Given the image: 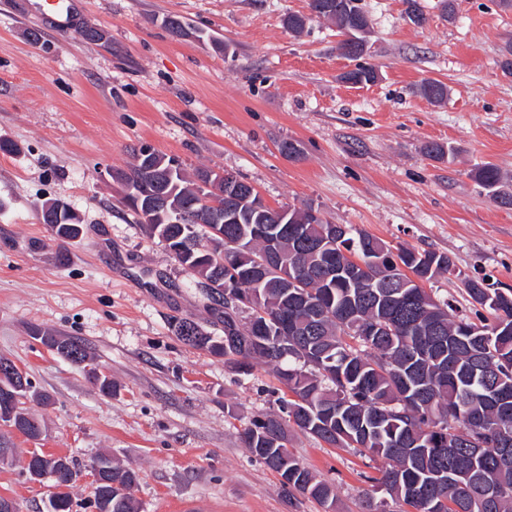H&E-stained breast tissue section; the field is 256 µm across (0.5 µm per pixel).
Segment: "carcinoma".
<instances>
[{
  "label": "carcinoma",
  "instance_id": "1",
  "mask_svg": "<svg viewBox=\"0 0 512 512\" xmlns=\"http://www.w3.org/2000/svg\"><path fill=\"white\" fill-rule=\"evenodd\" d=\"M341 6L331 20L341 40L363 33L354 31L369 24L360 0H331ZM354 85L375 82L371 65H360L342 75ZM420 93L434 102L448 96L438 80H426ZM170 167L163 181L145 180L138 159L118 177L126 188L123 204L147 227L150 235L167 243L175 260L224 304V336L214 337L188 318L174 319L176 336L184 344L224 357V363L247 375L258 364L269 368L289 397L279 398V408L254 416L239 433L242 444L269 470L281 477V485L307 495L322 506L334 502L333 486L321 480L288 448L292 426L334 448H355L384 461L376 482L411 508V512H512V289L486 285V280L460 279L468 302L486 310L482 335H469L474 322L455 313L446 299H439L414 284V278L430 281L454 267L451 257L434 250L392 246L350 227L329 236L327 224H312L314 207L273 209L250 187L237 194L232 209L222 206L203 210L192 205L198 181L209 171L189 179L180 166ZM477 184L494 202L512 206V192L502 189L500 170L487 163L474 173ZM41 223L51 224L58 239L80 234L68 206L58 200L35 204ZM181 219L176 224L174 220ZM276 241L280 263L304 273V287L273 272L255 289L268 319L243 322L241 307L223 298L208 283L214 264L228 260L225 272L250 286L256 259ZM336 268L361 261L364 288H351L341 276L329 281L311 273L329 259ZM288 318L294 335L288 355L276 349V320ZM393 330L366 335L373 325ZM42 342L57 346L76 366L87 359V347L79 340L43 336ZM29 378L0 359V396H25ZM462 416L448 422V409ZM0 420L20 433L36 438L39 423L21 406ZM482 439L488 447L480 453L470 447ZM44 467L69 469L72 460L47 455L39 448L30 452ZM106 483L94 492L98 512H138L129 490L136 473L98 458ZM420 484L426 496L412 499L409 489ZM57 492L47 512H73L70 485L54 482Z\"/></svg>",
  "mask_w": 512,
  "mask_h": 512
}]
</instances>
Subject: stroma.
Returning a JSON list of instances; mask_svg holds the SVG:
<instances>
[{
	"label": "stroma",
	"instance_id": "35a3bbf8",
	"mask_svg": "<svg viewBox=\"0 0 512 512\" xmlns=\"http://www.w3.org/2000/svg\"><path fill=\"white\" fill-rule=\"evenodd\" d=\"M34 3L0 0V141L13 146L0 152V358L32 381L26 407L42 433L0 425L15 450L0 462V497L43 512L53 481L21 464L39 448L75 463L77 512H95L91 465L102 455L136 472L139 512L189 500L211 512H324L241 443L244 423L276 409V381L265 367L238 375L177 338L176 317L223 336L224 306L122 205L110 173L147 146L190 174L234 172L270 207L309 204L391 245L448 253L457 272L432 289L470 311L459 274L512 288V207L472 177L487 163L512 177V77L499 66L512 8L457 0L449 19L440 0H423L418 26L404 0H361L371 20L362 61L379 78L353 86L341 76L357 62L309 0H77L67 30L33 23ZM291 14L308 16L303 32L288 29ZM172 17L187 36L169 33ZM89 28L102 40H86ZM428 79L447 85L445 102L419 93ZM285 142L297 157L281 153ZM432 142L452 156L428 157ZM49 199L70 207L79 238L40 223L33 205ZM35 327L83 341L113 394ZM289 438L333 485V512H366L370 500L400 512L372 482L375 462L296 430Z\"/></svg>",
	"mask_w": 512,
	"mask_h": 512
}]
</instances>
